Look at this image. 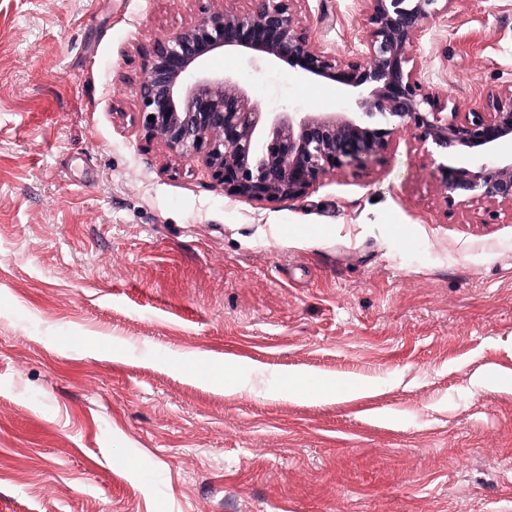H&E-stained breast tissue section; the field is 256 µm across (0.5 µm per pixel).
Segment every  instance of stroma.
I'll use <instances>...</instances> for the list:
<instances>
[{
	"mask_svg": "<svg viewBox=\"0 0 512 512\" xmlns=\"http://www.w3.org/2000/svg\"><path fill=\"white\" fill-rule=\"evenodd\" d=\"M223 7L0 0V512H512V207L448 202L410 130L369 175L225 193L138 120L153 45ZM363 18L302 6L340 58ZM415 53L459 111L511 90L512 0H451ZM206 67L270 112L350 103Z\"/></svg>",
	"mask_w": 512,
	"mask_h": 512,
	"instance_id": "stroma-1",
	"label": "stroma"
}]
</instances>
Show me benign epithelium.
Returning <instances> with one entry per match:
<instances>
[{"mask_svg": "<svg viewBox=\"0 0 512 512\" xmlns=\"http://www.w3.org/2000/svg\"><path fill=\"white\" fill-rule=\"evenodd\" d=\"M247 2L209 12L155 43L139 86V120L149 136L180 155L203 154L225 191L261 202L300 198L341 169L367 172L395 134L413 130L442 159L465 160L440 164L447 199L512 206V156L498 154L499 144L512 140V90L460 113L422 81L413 54L450 0H363L362 48L346 59L311 44L301 19L306 0ZM223 50L343 84L356 111L264 112L231 79L200 70Z\"/></svg>", "mask_w": 512, "mask_h": 512, "instance_id": "benign-epithelium-1", "label": "benign epithelium"}]
</instances>
